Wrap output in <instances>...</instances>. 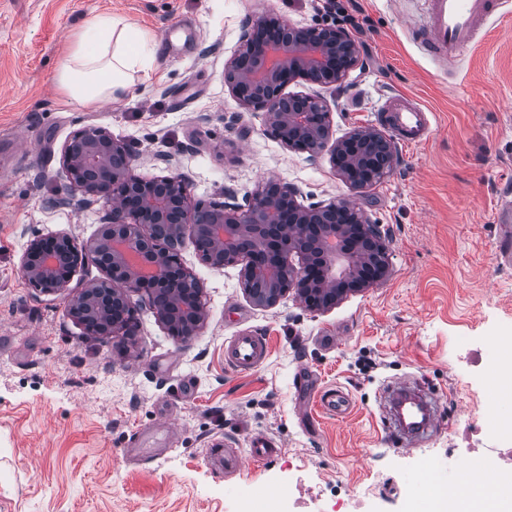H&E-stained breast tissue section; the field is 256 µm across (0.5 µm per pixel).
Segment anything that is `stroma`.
Returning a JSON list of instances; mask_svg holds the SVG:
<instances>
[{
    "label": "stroma",
    "instance_id": "obj_1",
    "mask_svg": "<svg viewBox=\"0 0 512 512\" xmlns=\"http://www.w3.org/2000/svg\"><path fill=\"white\" fill-rule=\"evenodd\" d=\"M334 2L335 13L325 0H0V512H237L244 488L286 489L303 512H333L318 498L330 484L375 485L382 512H406L428 498L431 462L466 472L480 428L512 420V404L490 401L473 355L512 329V268L494 260L495 209L512 190V0L448 66L416 39L424 0ZM356 8L361 65L343 90L299 92L326 101L337 138L377 125L396 95L428 109L432 126L426 142L399 146L390 176L355 196L327 158L288 150L260 112L239 107L224 62L265 12L310 26ZM108 14L152 34V66L133 72L117 100H67L57 77L72 36ZM170 28L188 34L179 50L161 46ZM89 125L127 143L140 174L171 159L205 204L243 202L270 177L308 204L354 197L384 233L390 277L325 313L291 295L262 309L238 267H207L188 240L182 259L208 312L199 335L176 343L140 301L130 350L83 335L67 296L30 288L18 264L33 235L97 234L98 207L47 205L67 183L64 143ZM336 328L345 337L326 349L320 338ZM247 329L268 336L271 352L240 375L224 347ZM400 378L440 398L433 433L409 452L386 437L380 399ZM336 387L351 400L340 416L319 405ZM257 435L279 453L229 473L225 446L248 450Z\"/></svg>",
    "mask_w": 512,
    "mask_h": 512
}]
</instances>
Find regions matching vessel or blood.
<instances>
[{
    "label": "vessel or blood",
    "mask_w": 512,
    "mask_h": 512,
    "mask_svg": "<svg viewBox=\"0 0 512 512\" xmlns=\"http://www.w3.org/2000/svg\"><path fill=\"white\" fill-rule=\"evenodd\" d=\"M427 23L420 36L424 51L448 64L471 46L480 29L496 14L501 0H425ZM379 117L390 125L404 145L426 141L430 132L429 113L413 101L395 96ZM499 230L497 264H512V197L503 196L495 210ZM269 356L266 338L253 331L233 336L224 347V363L240 374L254 371Z\"/></svg>",
    "instance_id": "b4317fda"
}]
</instances>
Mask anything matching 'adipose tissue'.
<instances>
[{
	"label": "adipose tissue",
	"mask_w": 512,
	"mask_h": 512,
	"mask_svg": "<svg viewBox=\"0 0 512 512\" xmlns=\"http://www.w3.org/2000/svg\"><path fill=\"white\" fill-rule=\"evenodd\" d=\"M151 36L125 18L96 16L87 20L62 66L58 83L72 101L94 105L117 99L128 86V73L149 69ZM431 512H512V482L502 477L468 484L430 500Z\"/></svg>",
	"instance_id": "ef3b65f1"
}]
</instances>
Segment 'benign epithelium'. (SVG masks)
<instances>
[{"mask_svg": "<svg viewBox=\"0 0 512 512\" xmlns=\"http://www.w3.org/2000/svg\"><path fill=\"white\" fill-rule=\"evenodd\" d=\"M361 52L360 41L343 29L295 27L269 13L248 23L241 49L224 64L225 83L242 109L262 112L266 129L287 148L328 155L355 193L387 176L370 158L382 150L394 161L393 140L370 126L335 138L328 105L286 89L300 83L339 89ZM61 162L66 194L51 205H97L100 229L84 245L65 231L35 235L19 269L30 287L69 296L68 315L86 336L128 344L134 295L155 310L176 341L196 336L208 313L201 282L182 260L188 235L203 264L240 267L248 299L261 308L292 293L308 310L326 312L362 286L365 264H375V283L389 275L380 226L350 200L304 205L298 189L268 178L242 204L195 203L185 175L139 174L131 148L102 127L75 131ZM89 257L105 279L69 294Z\"/></svg>", "mask_w": 512, "mask_h": 512, "instance_id": "benign-epithelium-1", "label": "benign epithelium"}]
</instances>
